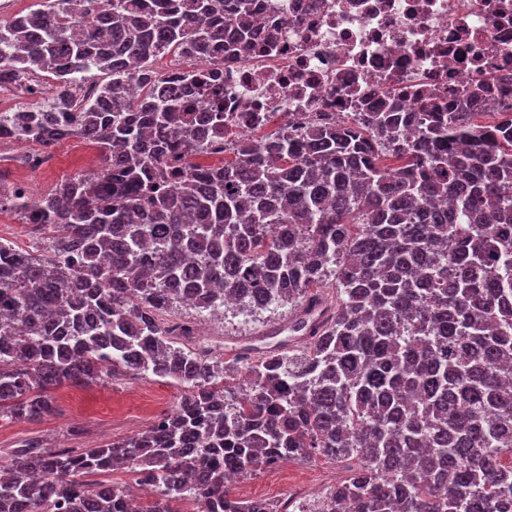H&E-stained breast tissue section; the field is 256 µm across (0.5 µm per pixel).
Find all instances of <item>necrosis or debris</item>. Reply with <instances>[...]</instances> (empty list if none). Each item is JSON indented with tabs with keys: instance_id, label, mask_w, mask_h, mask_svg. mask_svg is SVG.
<instances>
[{
	"instance_id": "4bbe7bcc",
	"label": "necrosis or debris",
	"mask_w": 512,
	"mask_h": 512,
	"mask_svg": "<svg viewBox=\"0 0 512 512\" xmlns=\"http://www.w3.org/2000/svg\"><path fill=\"white\" fill-rule=\"evenodd\" d=\"M253 30L249 47L228 36L223 58L161 73L202 107L206 84L220 88L224 136L205 145L207 160L244 137L356 124L382 101L413 112L433 96L453 108L471 84L473 108L512 105V0H254Z\"/></svg>"
}]
</instances>
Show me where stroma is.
Listing matches in <instances>:
<instances>
[{"instance_id":"obj_1","label":"stroma","mask_w":512,"mask_h":512,"mask_svg":"<svg viewBox=\"0 0 512 512\" xmlns=\"http://www.w3.org/2000/svg\"><path fill=\"white\" fill-rule=\"evenodd\" d=\"M51 152L52 166L25 177L32 195L48 193L75 173L96 168L100 161L96 147L71 139L52 146ZM179 315L194 321L207 346L221 357L225 340L260 338L287 323L290 310L274 307L257 314L230 310L217 319L183 309ZM181 395V387L173 380L151 375L127 374L84 387L62 386L53 394L51 412L42 418L0 420V463L9 462L13 452L28 442L50 449H82L122 441L174 410ZM347 467V462L322 457L289 461L248 476L242 486L246 498L280 505L291 497L323 495L346 477Z\"/></svg>"}]
</instances>
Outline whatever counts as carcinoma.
Instances as JSON below:
<instances>
[{
	"instance_id": "carcinoma-1",
	"label": "carcinoma",
	"mask_w": 512,
	"mask_h": 512,
	"mask_svg": "<svg viewBox=\"0 0 512 512\" xmlns=\"http://www.w3.org/2000/svg\"><path fill=\"white\" fill-rule=\"evenodd\" d=\"M88 3L0 22V88L51 80L28 138L103 157L0 198L44 242H0V415L37 420L63 384L127 372L183 393L122 442L16 452L0 512H279L227 476L317 455L359 465L305 512H512V114L431 100L196 165L188 146L220 138L224 112L193 111L153 64L222 54L227 28L251 44L253 0ZM325 287L328 323L288 351L219 359L162 322L229 301L297 311ZM116 470L153 495L131 504Z\"/></svg>"
}]
</instances>
